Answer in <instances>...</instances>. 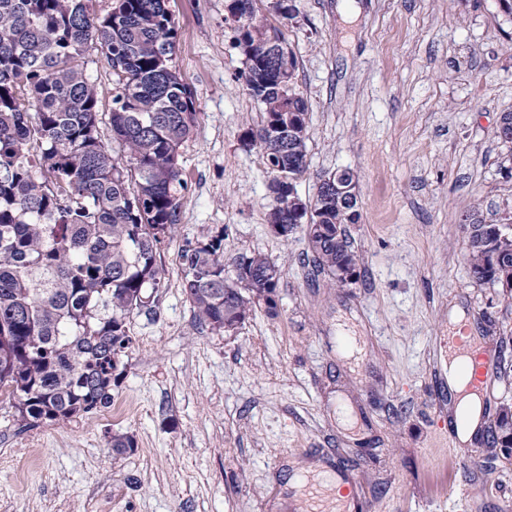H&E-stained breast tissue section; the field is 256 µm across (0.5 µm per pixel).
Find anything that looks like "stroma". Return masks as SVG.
Instances as JSON below:
<instances>
[{
    "instance_id": "1",
    "label": "stroma",
    "mask_w": 512,
    "mask_h": 512,
    "mask_svg": "<svg viewBox=\"0 0 512 512\" xmlns=\"http://www.w3.org/2000/svg\"><path fill=\"white\" fill-rule=\"evenodd\" d=\"M228 0H169L173 62L197 109L180 148L187 187L161 250L154 312L134 316L113 386L127 411L17 430L0 404V512H291L293 469L343 466L368 512H512V448L474 435L448 452L452 316L496 360L483 428L512 406V290L472 283L462 211L512 216V21L497 0H292L283 22L309 104L296 184L355 176L358 264L319 271L303 234L270 232L272 176L247 135L261 121ZM84 70L110 112L99 47ZM224 236V274L260 252L281 269L275 309L230 333L201 327L182 292L185 241ZM133 436L115 457L112 434Z\"/></svg>"
}]
</instances>
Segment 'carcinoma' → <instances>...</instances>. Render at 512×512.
Masks as SVG:
<instances>
[{"label":"carcinoma","mask_w":512,"mask_h":512,"mask_svg":"<svg viewBox=\"0 0 512 512\" xmlns=\"http://www.w3.org/2000/svg\"><path fill=\"white\" fill-rule=\"evenodd\" d=\"M91 0H0V395L13 424L30 430L112 403V381L130 348V318L158 303V263L179 221L185 179L179 150L196 126L192 93L173 65L178 39L169 0H116L103 18ZM245 48L250 96L262 107L255 136L273 174L269 223L308 240L313 263L336 276L357 256L348 205L317 186L297 194L307 172L309 107L293 87L296 60L269 45L263 20L232 0ZM97 45L115 77L109 149L99 100L81 63ZM463 225L467 263L479 285L512 288V228ZM502 254L492 264L491 249ZM182 290L198 322L215 332L241 326L278 266L257 253L239 259L248 275L224 276V233L185 241ZM490 444H512V408L502 409ZM117 455L134 450L114 435Z\"/></svg>","instance_id":"obj_1"}]
</instances>
